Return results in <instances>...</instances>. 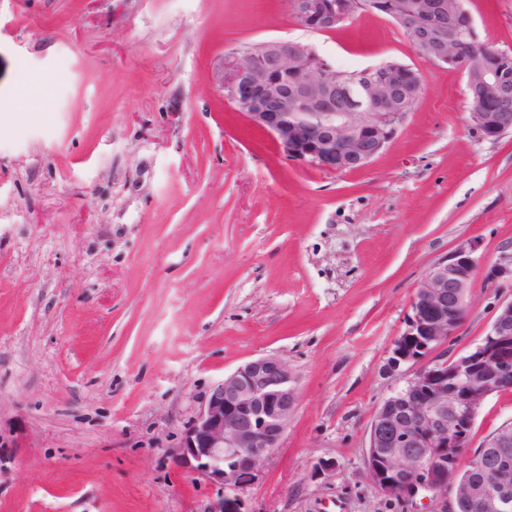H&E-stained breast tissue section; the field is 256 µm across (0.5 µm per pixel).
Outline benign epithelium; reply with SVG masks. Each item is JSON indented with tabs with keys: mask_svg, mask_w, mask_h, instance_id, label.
Here are the masks:
<instances>
[{
	"mask_svg": "<svg viewBox=\"0 0 512 512\" xmlns=\"http://www.w3.org/2000/svg\"><path fill=\"white\" fill-rule=\"evenodd\" d=\"M292 16L327 33L357 14L386 12L430 62L456 64L459 44L441 18L470 16L464 0H288ZM464 71L476 99L512 100L502 75L512 53L482 44L474 20L464 33ZM415 72L382 63L344 77L316 50L280 39L225 58L224 91L254 126L269 133L290 159L336 173L361 168L383 152L407 112ZM470 120L496 140L512 132V113L477 107ZM476 246L461 244L432 265L414 292L411 312L392 344L386 369H412L376 409L369 427L367 472L384 496L451 497L450 512H512V467L497 456L466 455L476 413L512 383V300L501 303L482 342L444 358L435 351L459 327L478 268ZM512 282V244L485 272ZM298 402L297 377L276 355L253 359L224 375L186 429L177 462L211 482L236 489L279 447ZM477 475L461 477L465 468Z\"/></svg>",
	"mask_w": 512,
	"mask_h": 512,
	"instance_id": "obj_1",
	"label": "benign epithelium"
}]
</instances>
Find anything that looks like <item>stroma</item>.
<instances>
[{"mask_svg":"<svg viewBox=\"0 0 512 512\" xmlns=\"http://www.w3.org/2000/svg\"><path fill=\"white\" fill-rule=\"evenodd\" d=\"M465 6L512 52V0ZM277 39L419 73L382 154L324 172L237 110L225 55ZM471 110L384 16L316 33L287 0H0V512H443L380 494L366 452L428 268L481 259L441 356L512 299L484 273L512 244V133L484 139ZM266 354L297 376L281 447L236 490L180 467L210 388ZM509 423L511 388L470 449Z\"/></svg>","mask_w":512,"mask_h":512,"instance_id":"35a3bbf8","label":"stroma"}]
</instances>
